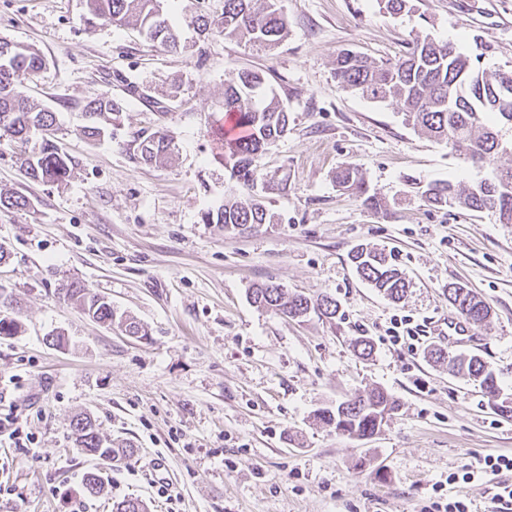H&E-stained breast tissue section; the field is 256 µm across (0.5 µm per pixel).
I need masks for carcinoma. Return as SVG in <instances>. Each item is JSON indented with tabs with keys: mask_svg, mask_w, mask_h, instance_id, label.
Listing matches in <instances>:
<instances>
[{
	"mask_svg": "<svg viewBox=\"0 0 512 512\" xmlns=\"http://www.w3.org/2000/svg\"><path fill=\"white\" fill-rule=\"evenodd\" d=\"M86 26L124 24L133 21L150 40L168 51H184L171 17L163 14L161 0H85ZM195 23L202 35L219 34L245 40L271 51L288 35V19L276 0H224L220 17L198 15ZM46 65L45 57L33 46L9 45L0 41V140L18 145L26 154V174L38 181L62 184L77 166L74 157L62 151L54 139L44 134L54 129L56 113L38 104L27 94L28 82ZM338 87L377 102H390L403 113L417 132L448 144L456 155L485 169L472 183L434 181L425 185L403 177L428 206L434 209H465L487 213L500 224H512V164L500 156L512 152V69L476 70L448 41L415 33L406 41V51L398 57L371 60L351 49H343L333 61ZM265 77L242 70L224 83V115L236 120L243 135L224 141V167L243 184L252 186L261 178L259 160L267 147L288 130V110L264 89ZM83 110L91 123L80 130L87 139H97L112 124V113L122 111L119 101L106 93L85 100ZM42 133L41 141L31 135ZM139 158L147 164H164L173 153V139L155 132L138 143ZM336 185L363 199V203L383 215L387 205L368 193L363 173L356 167L336 170ZM206 221L222 225L226 231H244L271 223V215L256 199H228ZM358 275L389 299L404 297L408 282L388 255L376 248L361 246L350 254ZM64 296L79 303L88 317L112 324V302L94 294L78 282L62 288ZM448 302L465 320L481 325L490 307L475 292L459 283L447 288ZM251 300L260 307L287 317L315 312L333 319L336 300L328 296L310 297L290 293L276 284H262L251 290ZM448 370L478 385L495 398L497 415L512 418V398L500 396L495 372L477 355L461 354ZM395 401L382 389H373L345 401L336 408H322L315 418L338 432L356 437L372 436ZM75 444L83 454L109 463L134 454L126 443L114 445L103 438L88 416L71 421Z\"/></svg>",
	"mask_w": 512,
	"mask_h": 512,
	"instance_id": "obj_1",
	"label": "carcinoma"
}]
</instances>
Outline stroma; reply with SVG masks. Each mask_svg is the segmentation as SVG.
Returning <instances> with one entry per match:
<instances>
[{
  "label": "stroma",
  "mask_w": 512,
  "mask_h": 512,
  "mask_svg": "<svg viewBox=\"0 0 512 512\" xmlns=\"http://www.w3.org/2000/svg\"><path fill=\"white\" fill-rule=\"evenodd\" d=\"M288 35L261 52L243 40L199 36L197 15L224 0H168L185 50L168 52L131 24L86 27L85 0H0V41L37 48L46 66L30 83L56 112L55 139L75 157L67 183L30 179L16 144L0 142V287L22 330L0 336V419L34 433L31 451L0 444V512H113L129 497L147 512H422L435 482L474 458L512 455V420L465 379L429 358L432 346L480 355L512 394V225L484 213L434 210L402 184L474 182L481 167L406 125L396 106L341 90L339 50L392 58L410 33L452 42L480 69L512 66V0H413L394 16L376 0H279ZM265 72L288 108L286 134L264 153L265 179H233L211 133L224 116V81ZM145 91L127 97L126 83ZM179 85L176 99L162 92ZM124 100L107 134L81 137L83 101ZM162 131L175 144L162 166L137 156V138ZM355 166L390 212L340 190ZM273 214L234 234L203 221L230 196ZM385 249L406 276L391 302L349 261L357 245ZM78 281L140 321L145 338L93 321L64 300ZM482 296L489 321L469 335L440 328L454 310L445 288ZM257 283L336 299L340 313L287 318L249 298ZM410 317L415 344H393V316ZM63 333L68 343H48ZM368 337L359 357L352 342ZM379 387L398 403L380 432L358 439L315 418ZM131 442L118 464L82 454L70 423ZM104 492H83L88 472ZM167 487L169 498L159 497Z\"/></svg>",
  "instance_id": "1"
}]
</instances>
